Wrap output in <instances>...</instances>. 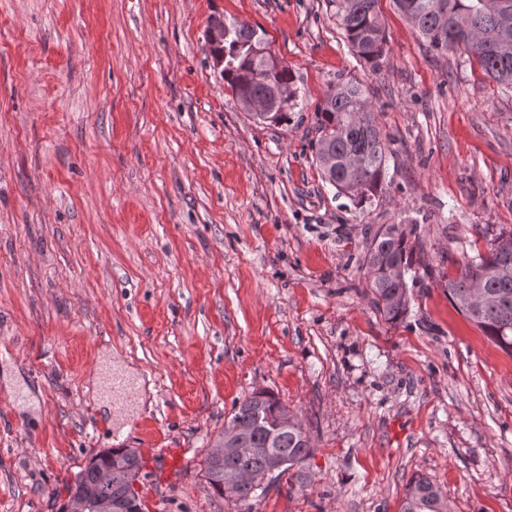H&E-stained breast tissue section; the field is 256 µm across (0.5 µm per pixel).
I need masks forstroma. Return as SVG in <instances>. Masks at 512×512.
I'll list each match as a JSON object with an SVG mask.
<instances>
[{"label": "stroma", "mask_w": 512, "mask_h": 512, "mask_svg": "<svg viewBox=\"0 0 512 512\" xmlns=\"http://www.w3.org/2000/svg\"><path fill=\"white\" fill-rule=\"evenodd\" d=\"M379 6L373 70L336 0H0V512H59L122 447L145 512H400L417 473L452 512H512V355L448 298L476 225L512 226V86ZM216 11L288 66L286 121L238 104L207 47ZM347 80L387 143L360 204L312 148ZM385 224L419 225L431 269L395 325L364 263ZM107 353L136 402L98 398ZM257 390L314 455L304 488L244 507L203 468Z\"/></svg>", "instance_id": "stroma-1"}]
</instances>
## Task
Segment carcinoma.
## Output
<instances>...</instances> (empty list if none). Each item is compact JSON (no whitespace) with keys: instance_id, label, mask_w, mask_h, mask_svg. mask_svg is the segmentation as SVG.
Instances as JSON below:
<instances>
[{"instance_id":"1","label":"carcinoma","mask_w":512,"mask_h":512,"mask_svg":"<svg viewBox=\"0 0 512 512\" xmlns=\"http://www.w3.org/2000/svg\"><path fill=\"white\" fill-rule=\"evenodd\" d=\"M337 17L355 57L375 70L383 59L387 36L378 3L380 0H336ZM402 0L395 4L424 39L430 51L446 53L462 46L475 59L482 72L493 81L512 85V47L501 49L504 34L499 12L492 0ZM208 25L228 33L224 45L209 53L224 55V80L241 101H267L269 112H258L261 119L280 121L295 105V97H281L291 89L292 75L287 66L276 64L267 44L247 24L229 22L214 13ZM317 139L315 162L322 179L349 196L363 201L375 195L386 177V143L380 133L374 110L361 85L347 81L329 91L316 112ZM486 241V252L465 256L458 275L448 279V297L487 337L512 355V228L485 224L478 228ZM418 225L404 231L396 224L377 229L365 255L371 304L388 323L404 319L409 308L408 283L421 279L417 248ZM396 268L401 276L390 275ZM284 405L268 391H256L238 401L224 426L234 427L237 448H252L249 455L226 454L222 459L206 458L208 488L222 495L233 485L235 500L246 504L256 493L248 484L237 483L246 472H268L276 468L270 486L283 477L302 485L306 479L303 464L314 448L302 421H281ZM142 468L139 451L112 448L95 455L69 490L68 501L60 512H68L71 501L84 502V512H98V503L107 498L118 512H143L142 501L127 481L128 473ZM401 512H448L446 499L436 492V483L423 475L412 476L405 485Z\"/></svg>"}]
</instances>
